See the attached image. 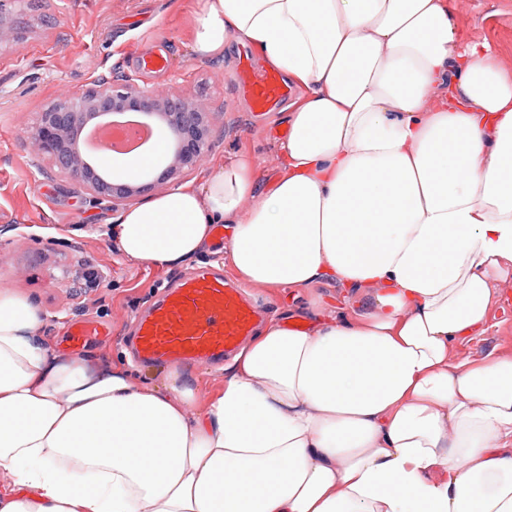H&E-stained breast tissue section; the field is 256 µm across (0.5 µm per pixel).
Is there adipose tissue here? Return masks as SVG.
Segmentation results:
<instances>
[{
  "mask_svg": "<svg viewBox=\"0 0 512 512\" xmlns=\"http://www.w3.org/2000/svg\"><path fill=\"white\" fill-rule=\"evenodd\" d=\"M199 2L198 55L234 40L299 91L273 184L230 155L115 246L166 268L220 224L241 287L312 298L200 402L57 360L0 290V512H512V356L453 355L512 280V74L450 0Z\"/></svg>",
  "mask_w": 512,
  "mask_h": 512,
  "instance_id": "adipose-tissue-1",
  "label": "adipose tissue"
}]
</instances>
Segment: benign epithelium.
<instances>
[{
  "label": "benign epithelium",
  "mask_w": 512,
  "mask_h": 512,
  "mask_svg": "<svg viewBox=\"0 0 512 512\" xmlns=\"http://www.w3.org/2000/svg\"><path fill=\"white\" fill-rule=\"evenodd\" d=\"M8 3L20 4L22 0H0L1 46L19 41L9 21ZM125 110L142 113L154 127L164 123L172 137V150L161 160L160 171L146 173L147 182L140 185L118 181L103 160L88 157L79 144L84 124L103 121L111 113ZM211 114L208 103L198 96L182 95L175 99L133 78L120 84L98 79L81 94L48 105L31 128L29 139L34 154L65 158L69 173L94 196L109 199L115 206H125L156 185L196 168L209 148Z\"/></svg>",
  "instance_id": "obj_1"
}]
</instances>
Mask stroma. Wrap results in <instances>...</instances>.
Wrapping results in <instances>:
<instances>
[{"instance_id":"35a3bbf8","label":"stroma","mask_w":512,"mask_h":512,"mask_svg":"<svg viewBox=\"0 0 512 512\" xmlns=\"http://www.w3.org/2000/svg\"><path fill=\"white\" fill-rule=\"evenodd\" d=\"M193 2L40 0V13L14 9L10 21L24 39L0 50V289L22 294L42 311L37 335L61 359H127L134 374L155 384L170 368L132 360L136 317L183 276L213 270L228 243L211 241L195 260L169 268L127 262L111 236L120 208L94 197L54 160L35 155L27 132L57 97L103 76L129 75L159 91L199 96L217 110L202 167L251 151L274 171V131L284 128L285 115L252 111L238 93L248 49L230 40L223 56L194 54ZM453 7L459 26L489 42L512 72V0H453ZM158 54L168 57L164 71L139 70L141 56ZM491 321L488 335L457 347L455 356L512 355V302L495 307ZM78 323L97 333L74 347L68 331Z\"/></svg>"}]
</instances>
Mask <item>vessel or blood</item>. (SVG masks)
Returning <instances> with one entry per match:
<instances>
[{
  "instance_id": "obj_1",
  "label": "vessel or blood",
  "mask_w": 512,
  "mask_h": 512,
  "mask_svg": "<svg viewBox=\"0 0 512 512\" xmlns=\"http://www.w3.org/2000/svg\"><path fill=\"white\" fill-rule=\"evenodd\" d=\"M237 87L256 112L275 110L291 94L277 73L247 65ZM256 317L252 303L223 274L198 272L168 289L139 318L134 353L146 363H214L251 335Z\"/></svg>"
}]
</instances>
